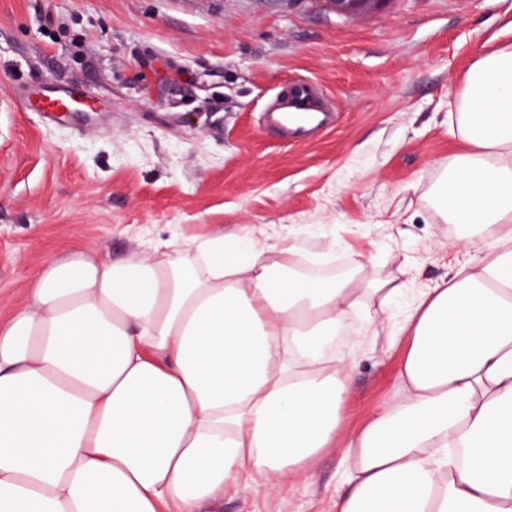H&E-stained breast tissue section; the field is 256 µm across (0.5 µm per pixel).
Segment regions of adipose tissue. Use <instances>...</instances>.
<instances>
[{
  "label": "adipose tissue",
  "mask_w": 512,
  "mask_h": 512,
  "mask_svg": "<svg viewBox=\"0 0 512 512\" xmlns=\"http://www.w3.org/2000/svg\"><path fill=\"white\" fill-rule=\"evenodd\" d=\"M456 127L433 207L464 258L414 299L403 397L347 440L336 512H512V44L470 66ZM296 254L220 232L191 257L44 267L0 323V512H202L244 477L312 478L342 316L389 314L402 285L310 277Z\"/></svg>",
  "instance_id": "1"
}]
</instances>
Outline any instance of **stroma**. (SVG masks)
<instances>
[{
    "label": "stroma",
    "instance_id": "obj_1",
    "mask_svg": "<svg viewBox=\"0 0 512 512\" xmlns=\"http://www.w3.org/2000/svg\"><path fill=\"white\" fill-rule=\"evenodd\" d=\"M506 43L512 0H390L356 17L324 0H0V322L75 245L118 262L235 231L399 279L391 319L353 311L337 338L352 370L312 479L247 478L205 508L336 512L345 442L399 396L408 301L452 274L455 233L431 198L464 149L466 73ZM39 75L78 83L99 111H12ZM298 79L323 85L340 120L290 146L259 116Z\"/></svg>",
    "mask_w": 512,
    "mask_h": 512
}]
</instances>
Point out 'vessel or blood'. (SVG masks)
<instances>
[{
  "instance_id": "vessel-or-blood-1",
  "label": "vessel or blood",
  "mask_w": 512,
  "mask_h": 512,
  "mask_svg": "<svg viewBox=\"0 0 512 512\" xmlns=\"http://www.w3.org/2000/svg\"><path fill=\"white\" fill-rule=\"evenodd\" d=\"M78 85L57 84L50 80L36 81L25 96L14 98L13 105L20 112H83L87 106L81 101ZM337 115L327 94L317 84L296 80L286 95L270 100L261 114V128L292 145H305L321 131H331Z\"/></svg>"
}]
</instances>
